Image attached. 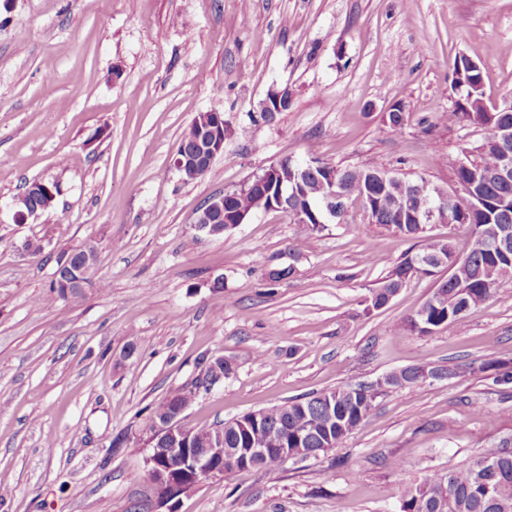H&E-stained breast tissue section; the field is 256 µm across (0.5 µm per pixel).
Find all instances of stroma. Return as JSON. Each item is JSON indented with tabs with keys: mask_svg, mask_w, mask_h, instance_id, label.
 Listing matches in <instances>:
<instances>
[{
	"mask_svg": "<svg viewBox=\"0 0 512 512\" xmlns=\"http://www.w3.org/2000/svg\"><path fill=\"white\" fill-rule=\"evenodd\" d=\"M464 54L487 107L512 95V0H0V512H153L137 440L205 358L234 372L188 407L190 427L411 365L457 375L388 392L325 454L204 479L178 512H400L410 481L512 446V383L481 369L512 359V279L433 334H393L448 273L366 311L413 243L360 201L315 237L280 211L219 236L192 228L209 199L311 154L455 193L451 164L483 136L443 120ZM283 88L289 109L261 120ZM206 111L230 132L186 181L172 157ZM34 180L59 192L15 222ZM87 243L86 297L37 304Z\"/></svg>",
	"mask_w": 512,
	"mask_h": 512,
	"instance_id": "35a3bbf8",
	"label": "stroma"
}]
</instances>
